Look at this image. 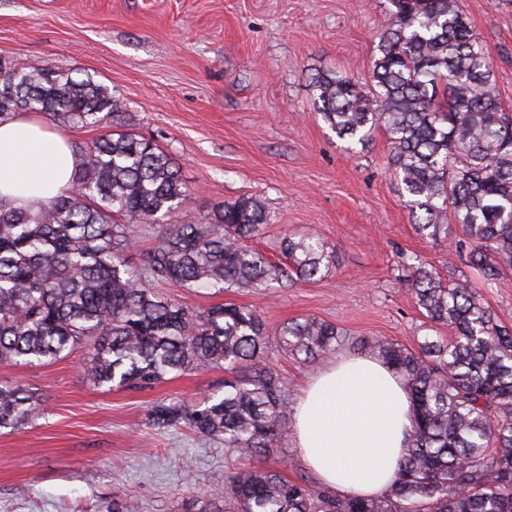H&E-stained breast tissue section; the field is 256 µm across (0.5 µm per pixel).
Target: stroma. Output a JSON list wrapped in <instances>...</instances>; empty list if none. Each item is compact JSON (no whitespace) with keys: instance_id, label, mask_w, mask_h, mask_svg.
I'll return each instance as SVG.
<instances>
[{"instance_id":"obj_1","label":"stroma","mask_w":512,"mask_h":512,"mask_svg":"<svg viewBox=\"0 0 512 512\" xmlns=\"http://www.w3.org/2000/svg\"><path fill=\"white\" fill-rule=\"evenodd\" d=\"M512 107V0H463ZM382 0H0V55L19 64L80 69L108 86L136 133L176 158L190 190L180 214L205 219L249 196L273 218L252 245L281 261L289 233L336 248L316 282L218 293L162 286L194 310L231 301L258 307L270 327L315 316L354 336L417 347L427 330L409 291L415 253L440 273L448 244L418 236L375 131L337 138L312 108L314 70L367 77ZM87 348L44 365L0 366V381L40 398L38 415L0 430V512H107L131 498L139 512H179L183 501L224 512L211 491L231 465L223 444L151 425L153 403L223 391L206 368L146 391L95 388Z\"/></svg>"}]
</instances>
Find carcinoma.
<instances>
[{
  "mask_svg": "<svg viewBox=\"0 0 512 512\" xmlns=\"http://www.w3.org/2000/svg\"><path fill=\"white\" fill-rule=\"evenodd\" d=\"M386 10L369 82L316 71L314 111L360 144L383 127L417 234L454 239L448 266L457 259L492 288L512 270V112L463 0H386ZM120 108L90 76L0 56V123L43 112L62 130L106 129L71 146L79 164L67 192L35 212L0 200V364L49 363L85 344L84 376L97 387L146 390L172 374L229 371L223 393L195 404L164 399L150 413L153 426L187 427L234 456L233 470L214 481L224 512H512V326L497 321L474 283L402 257L420 314L452 331L424 337L416 351L350 337L313 316L272 330L256 307L191 310L163 297L153 285L220 293L314 282L336 268V251L288 235L280 265L248 248L271 223L252 197L204 222L174 219L189 196L179 167L152 141L112 129ZM136 224L160 225L139 264L130 257ZM341 348L381 358L411 395L405 457L392 489L372 498L290 481L267 463L291 427L270 353L314 364ZM38 409L25 385L0 382V429L27 424Z\"/></svg>",
  "mask_w": 512,
  "mask_h": 512,
  "instance_id": "carcinoma-1",
  "label": "carcinoma"
}]
</instances>
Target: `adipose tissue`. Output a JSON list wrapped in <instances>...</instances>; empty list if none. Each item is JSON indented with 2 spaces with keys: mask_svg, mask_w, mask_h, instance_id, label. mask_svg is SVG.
<instances>
[{
  "mask_svg": "<svg viewBox=\"0 0 512 512\" xmlns=\"http://www.w3.org/2000/svg\"><path fill=\"white\" fill-rule=\"evenodd\" d=\"M78 159L65 137L22 113L0 123V199L34 210L70 189ZM412 430L403 380L376 356H339L310 379L294 439L321 483L345 496L387 490Z\"/></svg>",
  "mask_w": 512,
  "mask_h": 512,
  "instance_id": "1",
  "label": "adipose tissue"
}]
</instances>
